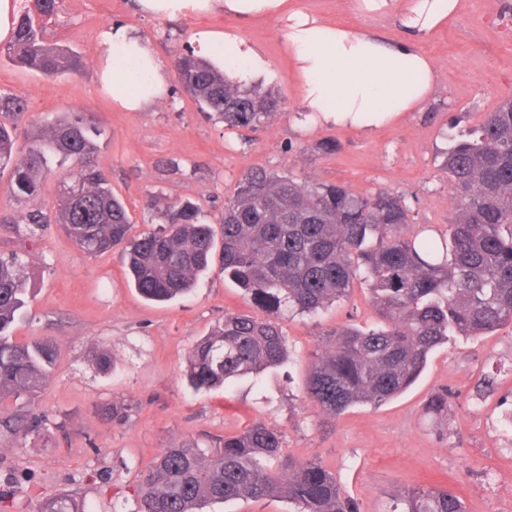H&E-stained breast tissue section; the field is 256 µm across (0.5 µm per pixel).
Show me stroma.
Here are the masks:
<instances>
[{
  "mask_svg": "<svg viewBox=\"0 0 512 512\" xmlns=\"http://www.w3.org/2000/svg\"><path fill=\"white\" fill-rule=\"evenodd\" d=\"M303 2L325 20L397 33L390 17L359 14L354 0ZM115 24L148 40L168 66L199 29L238 32L263 50L271 75L255 86L280 97L279 113L253 132L230 129L201 114L174 78L151 111L118 110L96 77L101 33ZM44 38L76 51L79 70L48 77L0 56V93L23 100V136L65 113L94 115L103 135L92 161L124 200L133 237L159 229L158 211L147 206L153 199L196 203L219 226L225 200L256 169L358 195L397 194L409 208L405 235L445 232L455 213L442 168L450 140L512 95V0H464L458 17L424 45L439 73L428 109L369 134L306 117L272 17L169 19L143 14L134 0H59ZM7 183L0 177V256H22L29 300L14 336L51 340L57 355L29 408L37 431L0 433V512H38L61 494L84 499L92 512H135L142 477L164 448L207 447L256 422L282 432L284 456L317 459L335 473L359 512H391L396 497L430 487L455 492L466 512H512V442L500 425L512 413V325L457 338L429 356L404 393L330 418L307 402L305 382L336 329L377 323L367 289L356 283L319 314L282 320L290 360L261 385L197 391L183 375L192 346L225 314L255 315L258 307L216 268L187 296L146 300L127 275L122 248L86 254L55 224L27 233L30 206L7 196ZM93 349L110 354V369L96 367ZM487 379L492 389L479 392ZM441 392L448 411L437 415L428 404ZM115 405L125 408L123 421L112 419Z\"/></svg>",
  "mask_w": 512,
  "mask_h": 512,
  "instance_id": "1",
  "label": "stroma"
}]
</instances>
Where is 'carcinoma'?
Returning <instances> with one entry per match:
<instances>
[{
	"mask_svg": "<svg viewBox=\"0 0 512 512\" xmlns=\"http://www.w3.org/2000/svg\"><path fill=\"white\" fill-rule=\"evenodd\" d=\"M37 15L22 11L0 52L47 76L74 71L80 57L43 40L36 18L57 13V0H34ZM178 82L201 111L229 129L263 127L278 113L279 97L243 89L205 59L174 61ZM97 128L85 115L65 116L17 146L16 128L0 122V175L9 171L11 197L37 204L43 178L74 163L79 179L61 182L54 217L26 215L30 233L56 222L88 254L125 244L134 286L146 299L185 296L220 258L262 318L227 314L192 347L186 367L197 389H229L287 359L279 320L287 313L317 315L346 298L354 281L367 287L380 322L343 327L311 366L308 402L339 417L356 405H381L408 389L428 355L460 336L512 325V96L448 148L445 169L457 199L443 235L405 236L408 209L399 195L358 196L334 183H299L257 171L239 180L224 202L221 242L198 206L175 202L162 211L166 226L128 238L130 218L102 172L86 162ZM22 159H17L18 151ZM19 255L0 258V400L17 411L0 428L25 436L26 407L56 358L53 343L20 344L13 328L25 305ZM280 433L262 422L224 437L216 448L179 445L150 466L136 512H201L212 502L284 495L295 512H357L336 474L320 462L281 458ZM39 512H88L71 496L45 501ZM392 512H466L446 489L418 488L396 499Z\"/></svg>",
	"mask_w": 512,
	"mask_h": 512,
	"instance_id": "carcinoma-1",
	"label": "carcinoma"
}]
</instances>
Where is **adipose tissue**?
<instances>
[{
	"label": "adipose tissue",
	"instance_id": "1",
	"mask_svg": "<svg viewBox=\"0 0 512 512\" xmlns=\"http://www.w3.org/2000/svg\"><path fill=\"white\" fill-rule=\"evenodd\" d=\"M137 6L165 18L221 9L244 21L281 19L303 111L319 123L370 131L423 109L437 72L422 44L459 14L462 0H355L361 14L394 15L406 34L397 42L327 23L304 6H287L286 0H138ZM101 38L106 47L97 72L102 89L123 111H146L164 95L168 71L151 44L125 26L106 29ZM195 40L200 53L238 83L268 70L262 54L236 32L204 29Z\"/></svg>",
	"mask_w": 512,
	"mask_h": 512
}]
</instances>
